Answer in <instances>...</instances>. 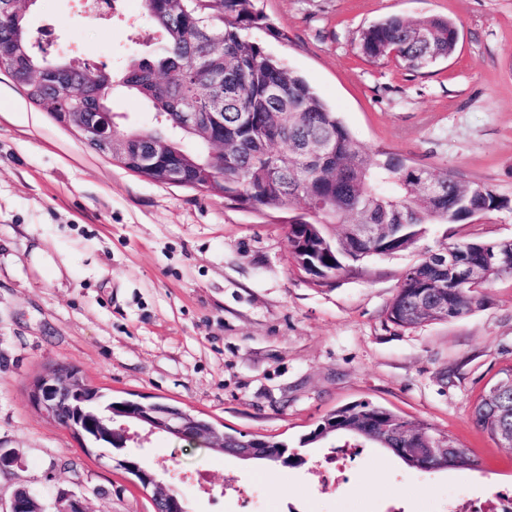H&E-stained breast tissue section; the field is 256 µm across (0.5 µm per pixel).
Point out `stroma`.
<instances>
[{
	"mask_svg": "<svg viewBox=\"0 0 512 512\" xmlns=\"http://www.w3.org/2000/svg\"><path fill=\"white\" fill-rule=\"evenodd\" d=\"M281 38L253 36L301 75L369 150L512 199V0H258ZM452 19L454 53L409 71L372 63L359 31L386 17ZM35 44L52 56L120 67L151 56L142 4L92 17L84 0H35ZM512 239V210L440 235ZM51 266L32 261L34 248ZM408 250L367 259L317 286L288 261L279 213L232 208L220 195L136 175L89 148L0 71V503L26 487L45 504L74 494L86 512H154L149 493L105 458L84 454L37 412L28 388L48 366L78 367L119 399L164 402L220 431L271 435L301 465L243 462L170 435L128 443L190 512H447L452 498L512 487V449L479 431L472 406L512 363V277L471 314L413 330L386 309ZM367 400L430 424L480 461L431 473L363 448L344 477L312 475L327 454L299 448L329 411Z\"/></svg>",
	"mask_w": 512,
	"mask_h": 512,
	"instance_id": "stroma-1",
	"label": "stroma"
}]
</instances>
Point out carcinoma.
I'll return each mask as SVG.
<instances>
[{
  "label": "carcinoma",
  "instance_id": "obj_1",
  "mask_svg": "<svg viewBox=\"0 0 512 512\" xmlns=\"http://www.w3.org/2000/svg\"><path fill=\"white\" fill-rule=\"evenodd\" d=\"M144 14L160 33L157 57L134 59L115 72L76 59L36 55L24 18L0 15V42L8 43L27 69L61 71L67 84L54 92L56 98L94 92L109 78V90L123 88L148 102L154 127L122 131V143L129 148L160 143L163 159L182 164L189 177L197 167L213 169L210 192L224 194L228 204L284 213L290 259L314 282L353 273L370 257L420 250L386 310L387 320L397 327L414 329L467 315L484 304L494 280L512 276V267L497 268L475 287L462 288L442 253L450 248L478 264L488 242L450 244L445 233L436 247L421 246L429 224H468L475 213L512 210V201L483 184L463 183L448 172L434 174L389 151L371 157L305 80L252 37L255 30L282 37L266 23L256 0H144ZM457 40L458 28L450 19L395 16L363 28L359 49L371 62L395 61L420 71L448 58ZM11 78L31 103L52 111L33 87L14 74ZM177 112H222L224 130L176 127L172 115ZM220 136L222 161L212 155V142ZM427 180L447 184V191L435 199L425 197L421 184ZM297 203L303 204L299 213ZM353 224H373L376 232L356 236ZM441 282L446 287H435ZM472 421L492 440L500 439V429L512 427V384L479 397ZM435 436L423 422L363 401L323 416L299 444L328 443L336 449L356 448L364 441L421 471L477 466L460 447L445 456L427 453ZM260 440L268 449L263 462L294 463L288 443L266 436Z\"/></svg>",
  "mask_w": 512,
  "mask_h": 512
}]
</instances>
